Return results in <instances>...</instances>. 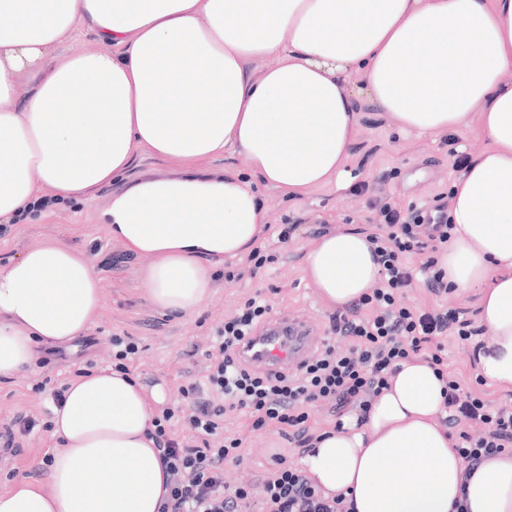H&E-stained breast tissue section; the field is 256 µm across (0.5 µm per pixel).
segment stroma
<instances>
[{"instance_id": "35a3bbf8", "label": "stroma", "mask_w": 512, "mask_h": 512, "mask_svg": "<svg viewBox=\"0 0 512 512\" xmlns=\"http://www.w3.org/2000/svg\"><path fill=\"white\" fill-rule=\"evenodd\" d=\"M360 126V137L346 164L341 186L319 188L296 201L258 186V198L270 215L261 242L267 262L253 272L241 260H225L223 267L215 271L207 303L189 316L162 313L146 298L141 278L147 258L127 255L106 225L98 221L107 191H100L91 201L51 206L38 223L21 221L10 225L7 234L0 237V267L35 241L65 243L88 257L102 280L105 305L78 342L37 347L24 374L0 380V426L18 418L37 421L34 431L18 438L17 448L0 458V489L20 476L45 477L53 454V403L48 391L73 380L77 369L93 372L114 366L113 337H127L138 344L132 371L147 392L159 394L164 406L183 405L181 388L203 380L206 374L213 328L255 296L267 301L271 315L288 314L308 324L318 339L327 338L331 311L322 303L304 264L305 253L318 236L319 221L367 232L374 214L366 198L354 191L360 182L381 181L384 192L407 212L435 206L437 197L449 193L456 176L442 140L401 132L366 102L360 105ZM283 224L295 227L285 243L277 239ZM479 297L476 288L438 297L418 284L406 290L403 301L414 308L448 304L473 320ZM445 349L448 367L458 374L464 389L477 391L494 405L512 401V390L499 389L481 379L471 344L450 338ZM40 382L47 383V391H35V384ZM224 435L242 443L241 460L224 466L228 485L258 482L275 470L276 456H284L293 464L300 461L298 449L279 428L253 429L250 417L243 412L226 411Z\"/></svg>"}]
</instances>
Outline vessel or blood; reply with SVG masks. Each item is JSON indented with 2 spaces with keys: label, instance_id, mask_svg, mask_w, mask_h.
I'll list each match as a JSON object with an SVG mask.
<instances>
[{
  "label": "vessel or blood",
  "instance_id": "b4317fda",
  "mask_svg": "<svg viewBox=\"0 0 512 512\" xmlns=\"http://www.w3.org/2000/svg\"><path fill=\"white\" fill-rule=\"evenodd\" d=\"M315 345L310 327L288 315L276 316L243 351L247 365L267 371L295 368Z\"/></svg>",
  "mask_w": 512,
  "mask_h": 512
}]
</instances>
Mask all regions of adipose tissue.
Masks as SVG:
<instances>
[{
  "label": "adipose tissue",
  "mask_w": 512,
  "mask_h": 512,
  "mask_svg": "<svg viewBox=\"0 0 512 512\" xmlns=\"http://www.w3.org/2000/svg\"><path fill=\"white\" fill-rule=\"evenodd\" d=\"M84 28L99 50L65 51ZM358 96L405 132L482 137L452 183L438 265L457 291L479 288L490 338L477 368L512 390V0H0V222L120 181L100 223L149 258L156 308L192 314L213 269L250 256L269 222L254 181L291 199L339 181ZM143 154L181 169L136 173ZM233 154L250 178L211 173ZM305 269L334 309L380 278L368 234L351 228L323 235ZM103 307L83 252L28 245L0 268V379L26 371L37 346L79 340ZM444 388L426 361L400 363L366 415L319 433L307 474L354 512H452L460 499L512 512V456L466 472L439 421ZM153 412L120 369L69 382L46 481L0 490V512H158L169 476Z\"/></svg>",
  "instance_id": "ef3b65f1"
}]
</instances>
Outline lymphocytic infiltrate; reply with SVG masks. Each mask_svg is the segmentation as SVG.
<instances>
[{
    "label": "lymphocytic infiltrate",
    "mask_w": 512,
    "mask_h": 512,
    "mask_svg": "<svg viewBox=\"0 0 512 512\" xmlns=\"http://www.w3.org/2000/svg\"><path fill=\"white\" fill-rule=\"evenodd\" d=\"M378 215L371 241L381 279L348 313L331 316L321 353L293 372H251L241 353L269 306L248 300L237 316L216 328L211 365L203 381L183 388L185 406L156 409V445L172 476L170 497L160 512H347L342 496H324L303 469L282 456L276 471L257 486L226 485L224 465L239 460L240 443L225 439L224 413L241 411L258 430L285 429L289 442L306 450L314 438L309 406L329 407L339 417L366 411L397 364L413 358L448 377L443 422L455 429L453 448L467 469L512 453V405H490L464 391L448 372L444 339L468 341L481 335V328L464 319L460 309H412L400 301L403 290L418 282L437 295L450 291L436 257L452 229L445 207L405 215L387 200ZM414 254L422 257L416 266L409 262ZM345 339L349 348L339 349L338 341Z\"/></svg>",
    "instance_id": "1"
}]
</instances>
